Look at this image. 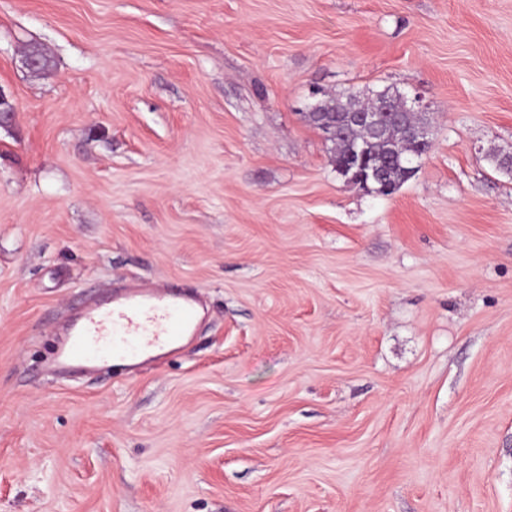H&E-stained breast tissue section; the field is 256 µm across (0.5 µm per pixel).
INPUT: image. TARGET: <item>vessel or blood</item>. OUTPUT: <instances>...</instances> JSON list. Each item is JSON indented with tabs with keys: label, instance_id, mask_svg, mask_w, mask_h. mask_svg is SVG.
<instances>
[{
	"label": "vessel or blood",
	"instance_id": "obj_1",
	"mask_svg": "<svg viewBox=\"0 0 512 512\" xmlns=\"http://www.w3.org/2000/svg\"><path fill=\"white\" fill-rule=\"evenodd\" d=\"M201 300L164 285L132 288L97 302L66 331L56 352L59 365L105 363L136 367L139 358L163 353L195 330Z\"/></svg>",
	"mask_w": 512,
	"mask_h": 512
}]
</instances>
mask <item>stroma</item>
Masks as SVG:
<instances>
[{"label": "stroma", "mask_w": 512, "mask_h": 512, "mask_svg": "<svg viewBox=\"0 0 512 512\" xmlns=\"http://www.w3.org/2000/svg\"><path fill=\"white\" fill-rule=\"evenodd\" d=\"M387 87L380 196L305 113ZM0 89V512H512V0H0ZM156 283L189 343L53 369ZM410 138L416 144V152L414 157L407 161L406 171L409 175H413L417 166L414 163L427 156L431 150L432 142L429 139L428 129L424 125H418L410 129Z\"/></svg>", "instance_id": "stroma-1"}]
</instances>
